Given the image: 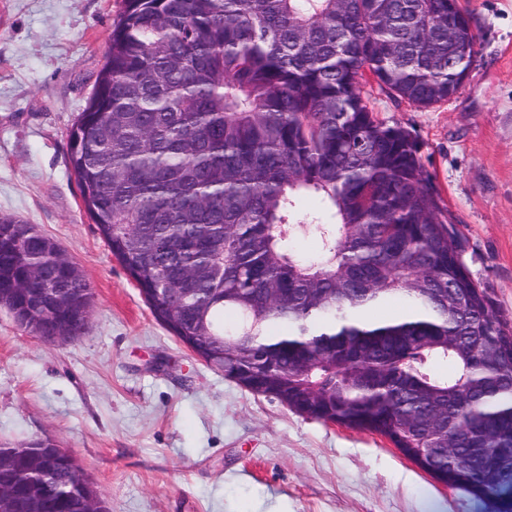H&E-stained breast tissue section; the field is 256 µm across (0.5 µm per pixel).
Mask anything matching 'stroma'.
<instances>
[{
	"label": "stroma",
	"mask_w": 512,
	"mask_h": 512,
	"mask_svg": "<svg viewBox=\"0 0 512 512\" xmlns=\"http://www.w3.org/2000/svg\"><path fill=\"white\" fill-rule=\"evenodd\" d=\"M478 55L426 109L368 84L415 136L466 239L474 280L512 321V0H460ZM123 0H0V216L52 238L93 289L88 326L48 343L0 306V447L48 437L106 512H495L440 486L380 435L298 414L224 377L153 316L85 210L69 132Z\"/></svg>",
	"instance_id": "35a3bbf8"
}]
</instances>
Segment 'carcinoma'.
I'll return each instance as SVG.
<instances>
[{
  "instance_id": "obj_1",
  "label": "carcinoma",
  "mask_w": 512,
  "mask_h": 512,
  "mask_svg": "<svg viewBox=\"0 0 512 512\" xmlns=\"http://www.w3.org/2000/svg\"><path fill=\"white\" fill-rule=\"evenodd\" d=\"M477 54L448 0H125L69 161L156 319L224 353V377L420 448L496 500L512 495V323L412 132L364 92L446 102ZM91 293L54 241L0 216V298L28 330L80 336ZM84 482L48 438L0 448V486L34 512H84Z\"/></svg>"
}]
</instances>
